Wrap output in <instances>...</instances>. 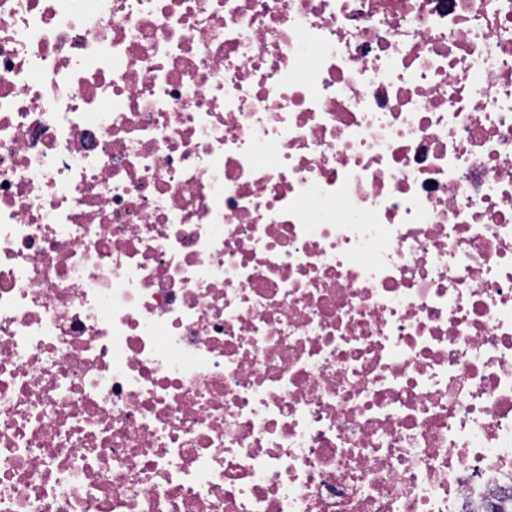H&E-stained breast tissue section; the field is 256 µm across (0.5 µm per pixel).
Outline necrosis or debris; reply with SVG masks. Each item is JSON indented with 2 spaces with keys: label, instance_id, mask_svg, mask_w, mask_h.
Here are the masks:
<instances>
[{
  "label": "necrosis or debris",
  "instance_id": "necrosis-or-debris-1",
  "mask_svg": "<svg viewBox=\"0 0 512 512\" xmlns=\"http://www.w3.org/2000/svg\"><path fill=\"white\" fill-rule=\"evenodd\" d=\"M512 496V0H0V512Z\"/></svg>",
  "mask_w": 512,
  "mask_h": 512
}]
</instances>
